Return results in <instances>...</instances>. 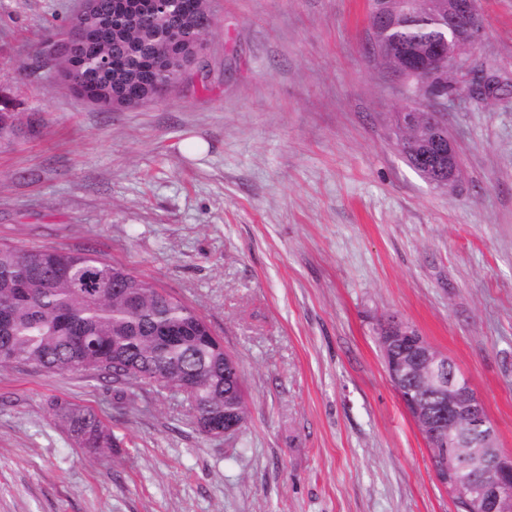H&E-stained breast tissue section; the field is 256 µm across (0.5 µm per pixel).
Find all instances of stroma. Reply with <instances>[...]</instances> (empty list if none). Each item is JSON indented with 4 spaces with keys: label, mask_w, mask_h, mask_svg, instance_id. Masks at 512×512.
<instances>
[{
    "label": "stroma",
    "mask_w": 512,
    "mask_h": 512,
    "mask_svg": "<svg viewBox=\"0 0 512 512\" xmlns=\"http://www.w3.org/2000/svg\"><path fill=\"white\" fill-rule=\"evenodd\" d=\"M81 0H0V243L90 250L193 305L240 363L249 417L199 434L142 386L0 369V512H456L389 378L378 324L469 375L512 455V91L448 108L436 188L389 133L409 88L368 53L367 0H210L199 76L103 112L36 53ZM473 69L512 88V0H481ZM117 438L92 457L51 399Z\"/></svg>",
    "instance_id": "1"
}]
</instances>
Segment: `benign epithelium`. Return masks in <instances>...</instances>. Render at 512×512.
<instances>
[{"instance_id": "7a95c632", "label": "benign epithelium", "mask_w": 512, "mask_h": 512, "mask_svg": "<svg viewBox=\"0 0 512 512\" xmlns=\"http://www.w3.org/2000/svg\"><path fill=\"white\" fill-rule=\"evenodd\" d=\"M126 16L145 14L156 0H117ZM434 14L448 24V45L439 44L429 54L410 60L407 76L421 77L416 93L398 111L393 131L417 124L421 111L432 113L438 128L445 129L448 103L463 95L491 101L499 96L498 82L477 76L470 55L483 33L478 0H427ZM457 89H444L446 74ZM459 156L448 140V177L434 182L448 187L458 182ZM410 347L409 356L388 351L393 343ZM382 349L392 382L415 378L434 392L425 400L411 393L399 397L417 427L428 438V448L448 447V458L435 468L439 483L453 488L457 512H512V457L501 453L496 431L471 379L455 363L433 347L412 325L395 321L383 337Z\"/></svg>"}]
</instances>
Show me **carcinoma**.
<instances>
[{
  "label": "carcinoma",
  "mask_w": 512,
  "mask_h": 512,
  "mask_svg": "<svg viewBox=\"0 0 512 512\" xmlns=\"http://www.w3.org/2000/svg\"><path fill=\"white\" fill-rule=\"evenodd\" d=\"M113 0H100L97 14L81 20L91 40L79 53L64 48L70 26L42 44L47 70L69 73L84 96L108 110L106 102L128 86L170 89L186 76L183 44L204 46L214 26L208 0H169L167 12L112 26ZM397 23L375 32L372 48L394 74L402 61L432 50L445 30L422 2L406 6ZM17 115L0 112V142L15 135ZM429 129L403 135L400 150L427 182L448 176V163L433 164ZM0 368L14 364L49 374L83 371L112 380L116 413L136 400L129 390L145 384L158 391L190 388L201 415L247 422L237 360L213 337L204 317L184 300L127 268L89 251L52 247L20 249L0 244ZM50 416L73 442L91 454L117 447L112 427L89 406L53 399Z\"/></svg>",
  "instance_id": "carcinoma-1"
}]
</instances>
